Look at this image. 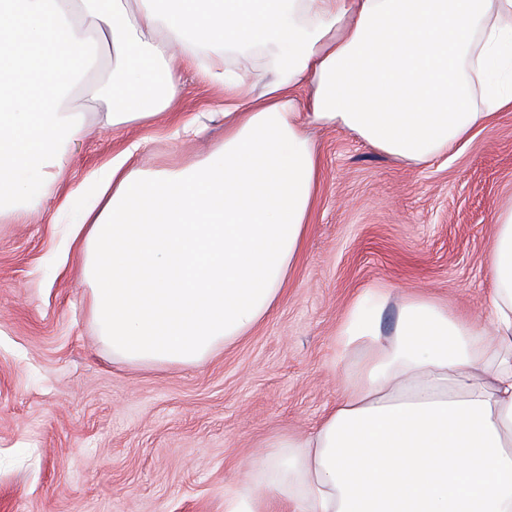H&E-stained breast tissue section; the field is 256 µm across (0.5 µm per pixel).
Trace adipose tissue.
<instances>
[{
    "instance_id": "adipose-tissue-1",
    "label": "adipose tissue",
    "mask_w": 512,
    "mask_h": 512,
    "mask_svg": "<svg viewBox=\"0 0 512 512\" xmlns=\"http://www.w3.org/2000/svg\"><path fill=\"white\" fill-rule=\"evenodd\" d=\"M105 43L113 128L169 118L184 68L224 91L223 144L149 173L130 143L71 232L131 363H200L282 300L321 180L309 129L420 165L512 111V0H0V217L37 212L68 165ZM495 225L487 324L410 294L386 334L389 293L361 292L343 396L224 512H512V207Z\"/></svg>"
}]
</instances>
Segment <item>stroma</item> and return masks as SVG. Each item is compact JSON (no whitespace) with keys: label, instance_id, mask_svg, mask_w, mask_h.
<instances>
[{"label":"stroma","instance_id":"35a3bbf8","mask_svg":"<svg viewBox=\"0 0 512 512\" xmlns=\"http://www.w3.org/2000/svg\"><path fill=\"white\" fill-rule=\"evenodd\" d=\"M111 82L105 47L76 102L88 132L68 167L39 212L0 220V512H224L242 460L310 431L341 398L336 332L363 289L483 318L494 218L512 204V111L415 167L315 131L322 181L280 304L199 364L135 365L98 338L59 206L125 141L141 140L143 170H171L222 144L224 126L195 144L158 122L106 126ZM223 97L187 71L173 109L209 112Z\"/></svg>","mask_w":512,"mask_h":512}]
</instances>
